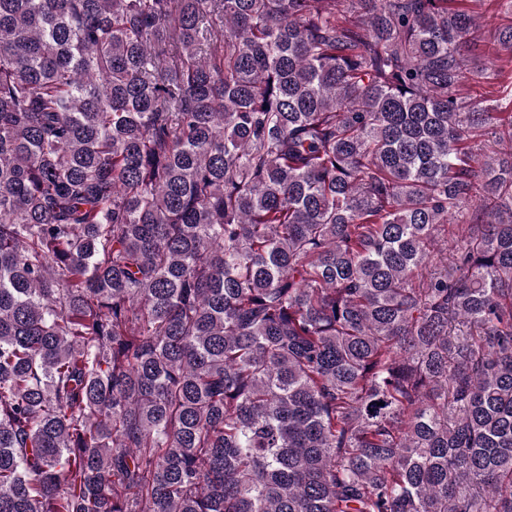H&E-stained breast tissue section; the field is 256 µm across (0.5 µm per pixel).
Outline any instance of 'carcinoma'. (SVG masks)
I'll list each match as a JSON object with an SVG mask.
<instances>
[{
	"instance_id": "obj_1",
	"label": "carcinoma",
	"mask_w": 512,
	"mask_h": 512,
	"mask_svg": "<svg viewBox=\"0 0 512 512\" xmlns=\"http://www.w3.org/2000/svg\"><path fill=\"white\" fill-rule=\"evenodd\" d=\"M481 2L0 0V512H512Z\"/></svg>"
}]
</instances>
